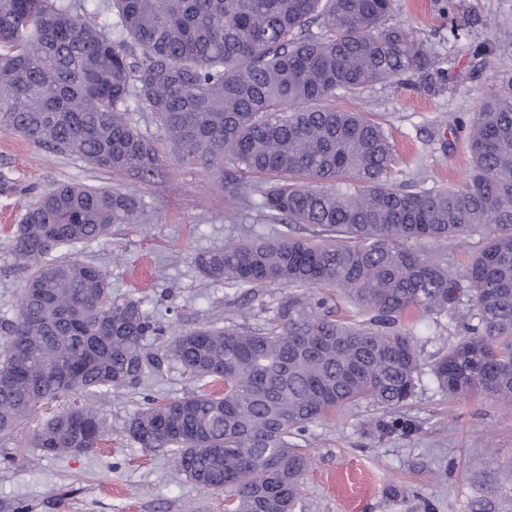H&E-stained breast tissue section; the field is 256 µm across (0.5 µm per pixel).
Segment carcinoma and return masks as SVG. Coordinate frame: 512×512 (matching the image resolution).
<instances>
[{"label": "carcinoma", "mask_w": 512, "mask_h": 512, "mask_svg": "<svg viewBox=\"0 0 512 512\" xmlns=\"http://www.w3.org/2000/svg\"><path fill=\"white\" fill-rule=\"evenodd\" d=\"M395 0H0V129L112 172L150 171L158 139L128 119L152 113L160 135L196 165L224 168L228 194L261 197L274 223L319 240L280 238L199 253L204 277L254 294L289 288L267 326L209 324L153 348L163 328L108 274L63 250L138 223L129 193L75 183L47 189L11 237L31 270L16 312L0 317V434L46 401L66 399L30 438L47 456L87 451L106 434L102 398L175 363L222 385L149 399L126 433L169 453L224 512H294L309 454L294 439L359 404L390 414L418 373L413 315L466 330L435 362L448 397L512 409V79L463 121L471 167L461 186L404 190L386 129L336 95L419 74L439 59L400 23ZM489 228L465 272L412 242ZM336 289L363 319L331 317Z\"/></svg>", "instance_id": "cac0c4a2"}]
</instances>
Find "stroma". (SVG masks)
Returning <instances> with one entry per match:
<instances>
[{"label": "stroma", "instance_id": "stroma-1", "mask_svg": "<svg viewBox=\"0 0 512 512\" xmlns=\"http://www.w3.org/2000/svg\"><path fill=\"white\" fill-rule=\"evenodd\" d=\"M395 0L393 21L424 40L446 80L426 91L418 76L372 86L359 97L386 127L401 158L393 178L402 185H459L468 175L465 137L456 120L512 77V42L495 33L512 27V0H458L479 18L470 40L492 42L486 67L467 46L448 40L445 0ZM153 172L103 171L83 158L55 152L0 130V315L14 313L25 270L11 253V236L40 193L57 183L112 187L138 196L137 224L113 226L110 238L71 248L110 277L116 299L141 300L167 333L212 321L264 326L289 290L263 288L261 301L202 277L194 254L246 240H270L282 230L258 206L224 190V170L183 160L161 143ZM458 323L425 321L417 337L414 393L396 414L362 405L308 426L297 442L313 458L295 512H512V412L482 398L449 399L432 373L435 360L461 338ZM199 384L179 366L107 398L106 437L97 448L43 456L28 441L54 411L38 409L13 433L0 435V512L22 503L28 512H224L223 495L198 489L161 451L126 436L129 418L148 398H174Z\"/></svg>", "mask_w": 512, "mask_h": 512}]
</instances>
